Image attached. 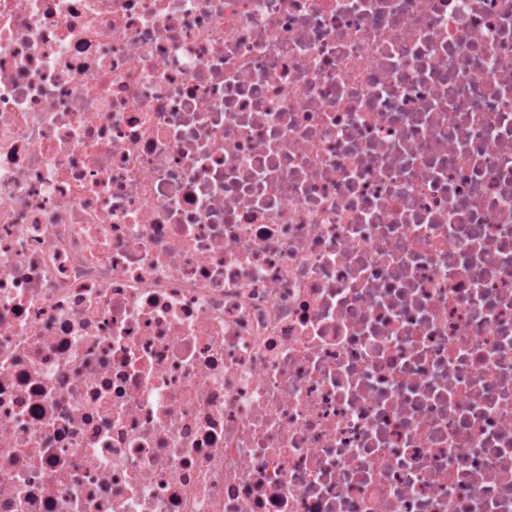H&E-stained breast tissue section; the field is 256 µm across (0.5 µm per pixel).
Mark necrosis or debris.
Wrapping results in <instances>:
<instances>
[{"instance_id":"4bbe7bcc","label":"necrosis or debris","mask_w":512,"mask_h":512,"mask_svg":"<svg viewBox=\"0 0 512 512\" xmlns=\"http://www.w3.org/2000/svg\"><path fill=\"white\" fill-rule=\"evenodd\" d=\"M0 512H512V0H0Z\"/></svg>"}]
</instances>
